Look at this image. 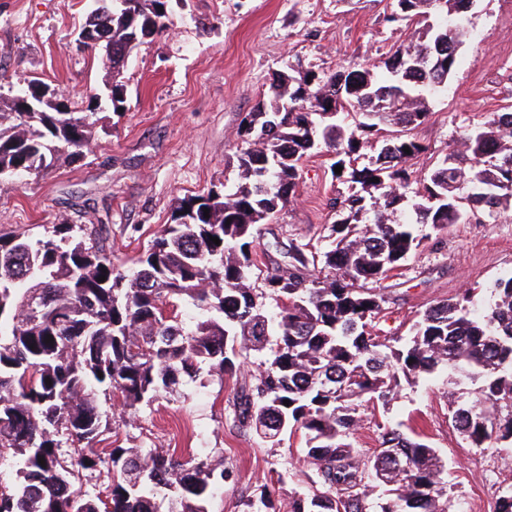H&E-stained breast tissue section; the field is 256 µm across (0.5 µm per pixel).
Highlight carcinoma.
<instances>
[{"mask_svg":"<svg viewBox=\"0 0 512 512\" xmlns=\"http://www.w3.org/2000/svg\"><path fill=\"white\" fill-rule=\"evenodd\" d=\"M471 4L393 0L389 21L415 29L379 62L332 75L278 72L269 103L249 113L241 182L181 200L133 269L117 266L103 239L80 225L0 233V457L12 455L16 466L0 488V512H159L163 503L166 512H209L230 476L224 459L98 448L110 420L99 397L132 416L183 382L233 375L251 358L257 371L239 384L234 426L273 444L301 433L313 466L288 512H448L445 463L429 443L385 427L365 459L351 442L361 408L388 404L401 381L422 373L442 368L455 384L480 382L475 398L450 401L452 419L473 448L512 446V275L495 282L486 306L440 302L405 339L372 335L386 304L378 284L419 247L418 225L438 234L478 211L512 208V125L504 123L512 106L468 129L421 186L407 171L421 145L406 131L425 121L427 96L453 72ZM166 19L156 0H112L87 24L104 37L94 49L115 74L128 45L162 32ZM32 87L0 112V175L40 174L89 147L97 113L72 111L49 87L38 111L21 112ZM94 103L119 110L123 84L112 80ZM382 123L399 134L378 140L375 161L358 167ZM323 151L349 187L332 202L341 219L331 248L292 242L288 271L268 270L261 288L251 287L258 225L294 197L301 161ZM363 191L378 201L371 217ZM266 296L277 311L260 302ZM180 301L201 311L194 324L179 319ZM400 460L411 470L397 469ZM101 471L110 476L106 495L80 486L84 473ZM248 507L280 512L265 486Z\"/></svg>","mask_w":512,"mask_h":512,"instance_id":"1","label":"carcinoma"}]
</instances>
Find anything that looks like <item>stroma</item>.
Wrapping results in <instances>:
<instances>
[{
	"instance_id": "1",
	"label": "stroma",
	"mask_w": 512,
	"mask_h": 512,
	"mask_svg": "<svg viewBox=\"0 0 512 512\" xmlns=\"http://www.w3.org/2000/svg\"><path fill=\"white\" fill-rule=\"evenodd\" d=\"M96 0H0V109L20 81L37 79L87 109L111 78L101 54L79 46L78 31ZM392 0H169L166 30L131 54L120 80L121 111L101 107L83 159L40 176L0 175V231L39 233L50 224L102 228L117 264L133 267L140 251L175 207L239 180L241 128L269 100L277 71L288 67L332 74L352 61L376 62L406 41L405 23L389 21ZM471 37L458 51L447 85L426 101L429 115L411 132L424 148L409 168L418 180L467 128L512 104V0H474ZM324 154L305 158L296 194L263 225L260 267L285 265L292 242L325 246L337 215L332 201L346 186ZM512 274V212L477 213L431 235L381 283L386 314L381 336H407L439 301L491 298L496 279ZM236 378L200 375L181 394L163 395L127 423L112 409L102 448H154L222 454L232 476L215 491L209 512H245L249 496L268 486L278 507L307 489L313 471L300 435L270 446L231 424ZM416 433L446 464L448 512H494L512 490V460L501 447H469L448 411V373L403 384L389 405L365 411L353 446L365 457L384 425Z\"/></svg>"
}]
</instances>
